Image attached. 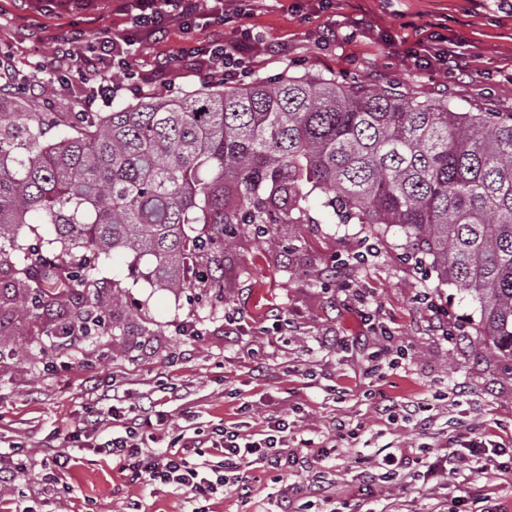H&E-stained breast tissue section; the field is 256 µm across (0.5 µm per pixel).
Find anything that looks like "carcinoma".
Listing matches in <instances>:
<instances>
[{
  "mask_svg": "<svg viewBox=\"0 0 512 512\" xmlns=\"http://www.w3.org/2000/svg\"><path fill=\"white\" fill-rule=\"evenodd\" d=\"M58 135L46 138V127ZM338 224L398 228L440 280L480 310L481 344L512 362V112L416 101L322 74L202 85L112 111L36 112L0 93V229L43 224L48 253L13 238L27 288L17 315L57 307V332L107 324L92 259L151 257L160 288H214L242 224L272 247V224H314L311 198Z\"/></svg>",
  "mask_w": 512,
  "mask_h": 512,
  "instance_id": "carcinoma-1",
  "label": "carcinoma"
}]
</instances>
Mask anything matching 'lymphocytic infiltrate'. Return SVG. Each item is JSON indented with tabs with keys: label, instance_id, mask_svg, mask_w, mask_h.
Here are the masks:
<instances>
[{
	"label": "lymphocytic infiltrate",
	"instance_id": "1",
	"mask_svg": "<svg viewBox=\"0 0 512 512\" xmlns=\"http://www.w3.org/2000/svg\"><path fill=\"white\" fill-rule=\"evenodd\" d=\"M234 0H122V8L130 20L129 31L120 37L105 35L91 47L85 46L81 33L65 36L56 48L61 66L72 60L81 63V75L89 82L86 100L80 101L79 110H87L92 100L102 93H117L122 89L116 83V74L132 77L131 48L139 38L157 40L166 37L172 24H179L183 31H191L201 18H209L214 26H221L224 12ZM254 49L250 38L225 45L222 37H215L200 49L201 57L218 61L224 71L235 77L250 73L249 58ZM125 421L122 435L113 437L95 453L112 460L119 472L130 473L133 482L148 487H166L187 496L188 500L208 502L216 497L220 488L230 485L240 503H249L253 487L245 473L246 467L259 464L281 471L291 469L307 472L316 464L330 457L326 447H312L310 440H300L297 447H289L287 417L266 421L261 430L249 432L241 424L231 423L217 429L210 437V449L223 457V466L214 465L207 458V451L200 448L198 436L178 435L176 440L164 442L162 432L166 424L163 411L155 404L142 407L140 414L121 419L116 408L97 416V423ZM505 448L500 443L486 440L468 441L464 448L436 455L433 461L423 462L407 448L386 453L378 464L382 481L396 480L404 471L422 465L427 475L440 473L459 474L468 471L471 477L484 476L494 470L503 474L512 472V463L505 461ZM77 464L68 449L55 448L40 462L17 448L0 451V486L14 485L19 475L34 473L35 469L47 470L46 478L38 482L40 497H53L57 475L67 473Z\"/></svg>",
	"mask_w": 512,
	"mask_h": 512
}]
</instances>
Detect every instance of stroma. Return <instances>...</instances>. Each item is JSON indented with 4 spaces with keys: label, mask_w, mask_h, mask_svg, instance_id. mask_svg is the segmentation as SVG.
<instances>
[{
    "label": "stroma",
    "mask_w": 512,
    "mask_h": 512,
    "mask_svg": "<svg viewBox=\"0 0 512 512\" xmlns=\"http://www.w3.org/2000/svg\"><path fill=\"white\" fill-rule=\"evenodd\" d=\"M128 26L113 4L65 12L54 0H0V48L13 55L21 75L53 72L52 46L70 32H83L92 46L104 31ZM22 28L37 31L38 40L17 39ZM247 31L257 42L256 77L309 72L376 88L396 82L420 100L446 93L464 110L512 112V0H257L252 11L224 17L227 41ZM427 34L431 42L417 44ZM440 38L457 41L470 62L467 71L436 60ZM206 41L205 31L187 34L175 25L163 40L135 45V76L123 100L175 95L211 81L221 63L202 67L184 58L168 72L155 67L157 58L181 56L184 48ZM64 76L68 94L59 95L53 82L37 84L29 94L34 109L73 111L85 86L76 72ZM312 208L315 223L272 225L279 240L274 249L260 244L253 225H241L224 251V295L218 299L202 298L194 288L156 287L144 273L132 272L125 253L100 256L94 279L100 287L121 289L117 312L142 336L129 349L108 331L68 346L54 333V315L17 318L14 304L25 296L14 275L18 255L0 257L7 299L0 308V344L23 351L0 360V448L18 446L39 460L59 446L61 433L85 431L70 492L38 498L23 476L5 497L33 512H127L128 502L138 498L146 512H187L184 495L131 483L92 453V446L112 437L110 428L90 422L98 394L111 391L130 406L156 400L168 413L172 436L189 424L210 431L238 420L256 431L268 419L285 416L298 437L335 443L334 460L279 484L263 467H250L255 493L246 512H272L281 485L305 491L318 474L336 501L354 498L365 460L388 447L442 446L451 437L512 447V363L482 346L477 304L466 292L439 284L435 273L417 269L398 228L374 232L364 224L333 223L317 198ZM369 242L377 244L376 254L350 264L351 254ZM332 268L336 277L326 280ZM352 288L374 296L381 319L406 348L403 368L379 380L366 378L363 351L340 344L364 331L347 299ZM424 288L460 328L454 344L430 331L428 312L415 302ZM276 309L291 321L288 335L272 328ZM231 315L240 318L232 332L226 329ZM369 390L399 402L429 403V428L378 418L374 400L365 396ZM245 403L251 406L246 414L240 411ZM340 420L356 439H336L333 424ZM375 495L382 512H448L452 506L469 512L487 495L501 512H512V476L492 471L466 481L438 475L423 483L407 475L376 488Z\"/></svg>",
    "instance_id": "35a3bbf8"
}]
</instances>
